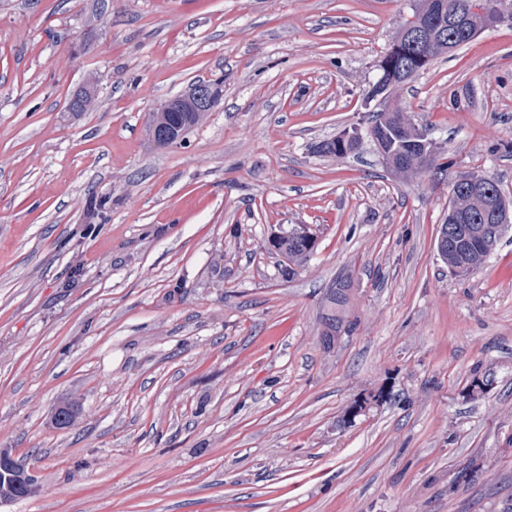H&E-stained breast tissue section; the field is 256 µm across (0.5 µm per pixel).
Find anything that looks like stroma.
<instances>
[{"label":"stroma","mask_w":512,"mask_h":512,"mask_svg":"<svg viewBox=\"0 0 512 512\" xmlns=\"http://www.w3.org/2000/svg\"><path fill=\"white\" fill-rule=\"evenodd\" d=\"M414 4L0 0V448L40 485L0 512H512V229L466 279L436 251L458 173L512 197V24L392 96L447 170L318 150ZM216 79L181 144L149 139ZM298 224L285 278L263 242ZM203 84L211 81H200ZM195 83L181 94L170 98L158 106L151 114L148 133L158 146L180 144L184 138L169 123V113L188 112L199 120L205 112H210L219 101L222 90L219 85H203ZM159 130L163 133L159 134ZM291 230H294L300 235L306 236L310 240L317 241V236L312 233L310 228L306 225H298ZM306 237H288L285 239L281 238L279 244L280 246L277 250L266 248L270 254L276 255L279 258L278 266L282 275H294L296 270L291 269L290 264L293 265L296 269L300 268L304 263H306V261L316 250L317 246H313L312 243L310 244ZM283 255H286L288 258L289 267L282 260ZM346 278H341L336 281V286L331 289L329 297H328V305L326 312L322 315V324L324 327L322 336L325 343L329 344L330 336H334L337 338L342 335L349 334L356 325L355 321L349 320V315L347 314V303L348 300L346 298H340L337 296L336 288L341 286ZM336 308L338 309V315H336ZM346 308V309H345Z\"/></svg>","instance_id":"obj_1"}]
</instances>
